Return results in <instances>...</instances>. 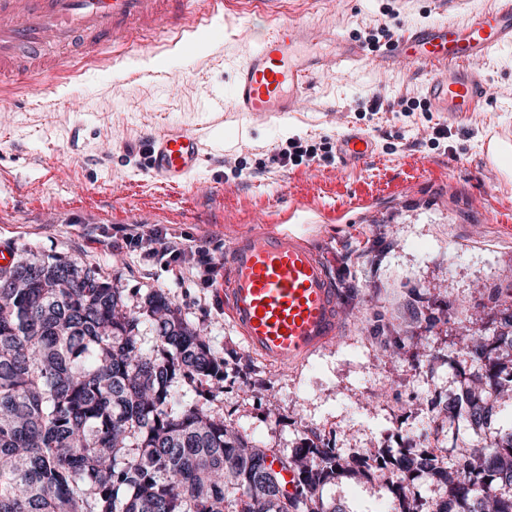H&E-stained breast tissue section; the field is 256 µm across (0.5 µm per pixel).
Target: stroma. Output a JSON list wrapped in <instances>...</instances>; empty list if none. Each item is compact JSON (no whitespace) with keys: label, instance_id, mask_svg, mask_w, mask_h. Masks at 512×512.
<instances>
[{"label":"stroma","instance_id":"1","mask_svg":"<svg viewBox=\"0 0 512 512\" xmlns=\"http://www.w3.org/2000/svg\"><path fill=\"white\" fill-rule=\"evenodd\" d=\"M490 2L286 0L282 20L337 29L365 47L368 63L319 76L285 119L209 110L233 80L226 59L235 46L207 39L191 57L140 49L71 78L49 76L39 103L0 83V247L98 268L134 309L148 290L163 291L224 361V390L205 410L279 455L308 442V429L325 432L341 459L379 467L332 481L324 500L343 512H387L389 455L421 447L435 427L447 463L473 443L446 408L481 374L459 334L474 323L494 336L512 314V180L495 181L482 160L488 135H512V52L476 62L490 102L453 118L425 98L428 69L385 56L411 24L462 21ZM174 128L194 132L204 156L187 186L157 183L146 170L150 138ZM350 128L372 138L376 156L347 168L336 138ZM292 138L316 159L272 164ZM352 198L364 206L333 221ZM300 202L308 209L298 228L341 285L343 320L337 340L298 365L252 354L219 289L119 246L127 225L158 224L209 242L220 259L234 235ZM359 245L369 255L356 270L359 287L349 288L340 259Z\"/></svg>","mask_w":512,"mask_h":512}]
</instances>
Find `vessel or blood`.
<instances>
[{"label":"vessel or blood","mask_w":512,"mask_h":512,"mask_svg":"<svg viewBox=\"0 0 512 512\" xmlns=\"http://www.w3.org/2000/svg\"><path fill=\"white\" fill-rule=\"evenodd\" d=\"M185 0H0V82L16 83L32 99L45 95L46 75L73 72L82 60L111 49H128L153 33L177 30L175 15ZM191 28L177 31L182 51L196 35L223 18L230 0H203ZM512 49V0L470 13L465 22L437 19L413 26L389 55L402 63L436 68L424 87L436 111L456 115L486 104L490 87L475 62ZM364 47L336 32L301 22L279 23L260 40L243 37L231 58L233 81L225 90L237 111L253 117L298 111L321 73L360 68ZM511 137L488 138L485 166L496 180L497 165ZM342 166L375 155L372 138L358 131L340 135ZM197 138L168 130L152 137V177L182 184L198 170ZM224 311L246 347L277 364H297L332 344L343 319L336 282L317 247L291 225L240 234L224 251Z\"/></svg>","instance_id":"vessel-or-blood-1"}]
</instances>
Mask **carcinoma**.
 Listing matches in <instances>:
<instances>
[{
	"label": "carcinoma",
	"instance_id": "cac0c4a2",
	"mask_svg": "<svg viewBox=\"0 0 512 512\" xmlns=\"http://www.w3.org/2000/svg\"><path fill=\"white\" fill-rule=\"evenodd\" d=\"M460 349L483 369L460 395V418L477 430L483 393H512V364L471 326ZM223 379L204 330L164 292L149 291L134 311L91 266L26 256L0 267V512H224L228 501L235 512H344L320 494L349 471L333 449L308 442L275 469L268 450L230 436L224 420L175 401L184 387L210 399L206 383ZM391 465L448 486L445 507L405 498L401 512H512V493L498 490L512 486V432L448 469L429 452Z\"/></svg>",
	"mask_w": 512,
	"mask_h": 512
}]
</instances>
